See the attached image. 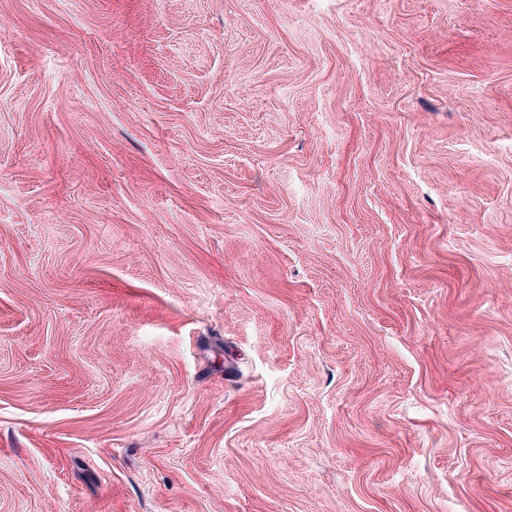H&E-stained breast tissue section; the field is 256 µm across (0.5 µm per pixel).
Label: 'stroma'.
Returning a JSON list of instances; mask_svg holds the SVG:
<instances>
[{"instance_id":"1","label":"stroma","mask_w":512,"mask_h":512,"mask_svg":"<svg viewBox=\"0 0 512 512\" xmlns=\"http://www.w3.org/2000/svg\"><path fill=\"white\" fill-rule=\"evenodd\" d=\"M0 512H512V0H0Z\"/></svg>"}]
</instances>
